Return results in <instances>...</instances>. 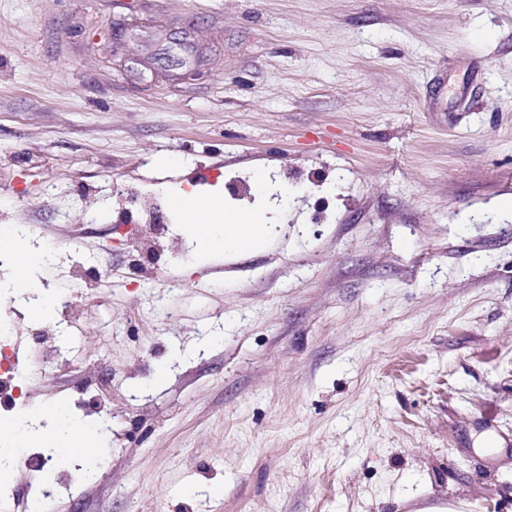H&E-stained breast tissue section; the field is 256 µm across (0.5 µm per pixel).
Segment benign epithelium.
<instances>
[{"label": "benign epithelium", "mask_w": 512, "mask_h": 512, "mask_svg": "<svg viewBox=\"0 0 512 512\" xmlns=\"http://www.w3.org/2000/svg\"><path fill=\"white\" fill-rule=\"evenodd\" d=\"M143 29L141 22L135 19H122L112 23L110 42L107 46L113 67L121 73H129L138 79L149 75L154 82L171 80L199 79L209 72L210 58L207 47L194 42V30L181 27L164 26L165 37L176 46L191 45L195 48L194 58L187 61L177 55L169 58V63L161 68L154 66L148 58H136L128 55L126 49L130 41L138 38Z\"/></svg>", "instance_id": "obj_1"}]
</instances>
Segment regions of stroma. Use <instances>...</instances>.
<instances>
[{"mask_svg":"<svg viewBox=\"0 0 512 512\" xmlns=\"http://www.w3.org/2000/svg\"><path fill=\"white\" fill-rule=\"evenodd\" d=\"M133 15L211 76L120 75ZM116 183L269 240L142 272ZM33 224L51 292L111 251L74 302L112 432L51 512H512V0H0V225ZM166 25L163 32L165 37L176 46L192 45L195 48L193 60L186 61L178 55L169 58V63L161 68L155 67L149 58L130 57L126 49L130 41L138 38V31L145 26L137 19H122L112 22L110 42L107 46L113 67L120 73H129L137 79H143L150 73L153 82H164L171 80L199 79L208 74L210 69V58L207 47L197 45L194 42L195 32L191 28H175ZM170 27V28H169Z\"/></svg>","mask_w":512,"mask_h":512,"instance_id":"obj_1","label":"stroma"}]
</instances>
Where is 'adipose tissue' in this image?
Segmentation results:
<instances>
[{"mask_svg": "<svg viewBox=\"0 0 512 512\" xmlns=\"http://www.w3.org/2000/svg\"><path fill=\"white\" fill-rule=\"evenodd\" d=\"M170 205L184 216L183 230L202 252L222 253L244 247L258 248L268 236L266 225L226 209L224 198L220 195L201 197L182 189L171 195ZM5 243L16 269L13 290L35 288V274L45 267L43 253L31 250L12 235L6 237Z\"/></svg>", "mask_w": 512, "mask_h": 512, "instance_id": "obj_1", "label": "adipose tissue"}]
</instances>
